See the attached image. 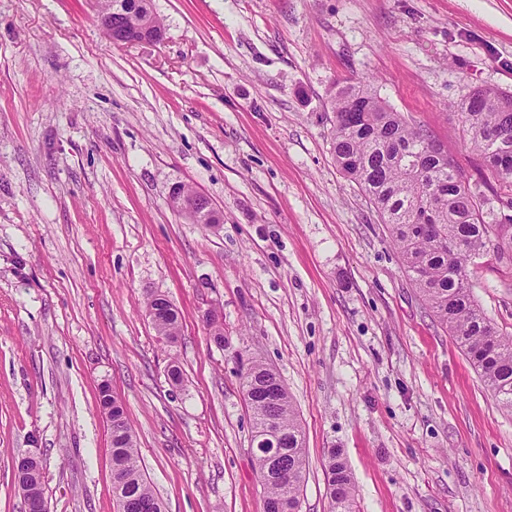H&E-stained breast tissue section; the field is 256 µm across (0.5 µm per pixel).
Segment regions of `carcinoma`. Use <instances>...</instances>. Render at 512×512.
<instances>
[{
	"instance_id": "carcinoma-1",
	"label": "carcinoma",
	"mask_w": 512,
	"mask_h": 512,
	"mask_svg": "<svg viewBox=\"0 0 512 512\" xmlns=\"http://www.w3.org/2000/svg\"><path fill=\"white\" fill-rule=\"evenodd\" d=\"M98 15L121 5L112 16L121 28L147 22L163 29L153 0H97ZM336 114L332 149L336 165L368 195L387 224L404 268L412 276L424 305L468 358L485 389L512 415V336L500 332L476 303L469 264L484 255L491 239L501 258L512 259V218L490 224L481 194L467 184L454 160L423 130L386 105L371 80L361 77L337 87L330 96ZM470 148L497 178L512 183V95L476 87L456 105ZM158 335H178L173 313L154 323ZM253 417L252 441L268 431L279 435L275 478L265 479L269 459L255 455L264 487L265 512L281 501L292 502L306 475L304 433L287 387L261 363L243 376ZM270 396L274 403H264ZM331 512H356L352 475L336 449L327 466ZM112 495L123 512H164L160 498L144 478L128 419L112 427Z\"/></svg>"
}]
</instances>
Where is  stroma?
Here are the masks:
<instances>
[{"label":"stroma","mask_w":512,"mask_h":512,"mask_svg":"<svg viewBox=\"0 0 512 512\" xmlns=\"http://www.w3.org/2000/svg\"><path fill=\"white\" fill-rule=\"evenodd\" d=\"M155 44L107 38L94 0H0V512L39 449L50 512H115L102 384L167 512H264L242 376L276 370L305 435L301 512H330L341 449L357 512H512V417L405 272L332 152L333 86L371 77L490 219L453 107L512 94V0H154ZM183 185L222 220L169 206ZM512 335V262L469 267ZM179 312L169 341L152 295ZM224 317V344L204 315ZM180 383L168 378L170 366ZM15 471L18 478V489L24 493V486L33 473H39L44 477V467L41 453L38 449H30L28 452L21 454L15 461ZM28 478L26 482L25 480Z\"/></svg>","instance_id":"1"}]
</instances>
